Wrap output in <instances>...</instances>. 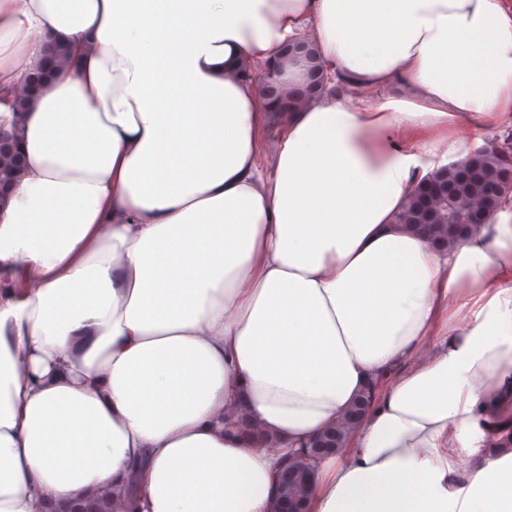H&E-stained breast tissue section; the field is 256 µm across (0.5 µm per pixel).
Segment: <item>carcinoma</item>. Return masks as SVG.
<instances>
[{
  "mask_svg": "<svg viewBox=\"0 0 512 512\" xmlns=\"http://www.w3.org/2000/svg\"><path fill=\"white\" fill-rule=\"evenodd\" d=\"M292 48L303 56L307 77L285 93L283 85L277 79L280 66L273 64L269 66L261 86L265 97L280 101V112L296 100H308L320 95L330 81V76L311 42L303 39L284 46L286 51ZM66 61L67 55L62 52L32 66L28 78V92L38 91L53 69ZM8 143H17V127L15 122L0 118V181L7 182V187L0 190V197L8 192V187L13 185L24 166L18 149L5 148ZM511 191L512 134L501 144L490 142L476 149L466 159L440 167L433 178L419 183L410 195L402 218L404 223L428 232L437 247L446 249L466 234L471 225L485 223L501 208ZM447 201L469 203L456 224L445 222L448 215L445 207ZM371 397L372 389L369 388L349 411L312 439L308 446L332 448L336 452L346 447L349 436L362 423ZM234 426L238 435L255 448H266L275 442L272 436L254 424L243 412L236 414ZM313 480L314 476L307 475L304 462L298 460L283 470L278 486L288 496L306 499ZM112 497L113 491L105 490L86 503L72 505L67 512H113L110 508Z\"/></svg>",
  "mask_w": 512,
  "mask_h": 512,
  "instance_id": "1",
  "label": "carcinoma"
}]
</instances>
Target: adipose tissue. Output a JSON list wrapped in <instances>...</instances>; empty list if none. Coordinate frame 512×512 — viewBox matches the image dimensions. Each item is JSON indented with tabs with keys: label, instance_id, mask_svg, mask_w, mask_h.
Segmentation results:
<instances>
[{
	"label": "adipose tissue",
	"instance_id": "1",
	"mask_svg": "<svg viewBox=\"0 0 512 512\" xmlns=\"http://www.w3.org/2000/svg\"><path fill=\"white\" fill-rule=\"evenodd\" d=\"M305 36L332 88L274 115L243 71ZM59 47L0 206V512H270L372 382L310 512H512V199L445 251L400 220L512 122V0H0L1 93ZM372 391V387L368 388L353 404L351 409L337 420L336 423L326 428L306 445V447H310L305 454L306 460L314 459L313 455L316 458L328 455L330 453L328 448H334V453L330 455L334 456L340 448L346 447L349 436L363 421L364 414L372 397ZM233 424L238 435L250 443L254 448H266L275 442V439L272 436L254 424L243 412L236 414ZM304 468V462L299 459L289 464L288 467L283 470L279 477L278 486L286 495L295 498H308L309 490L314 480V474L308 476Z\"/></svg>",
	"mask_w": 512,
	"mask_h": 512
}]
</instances>
